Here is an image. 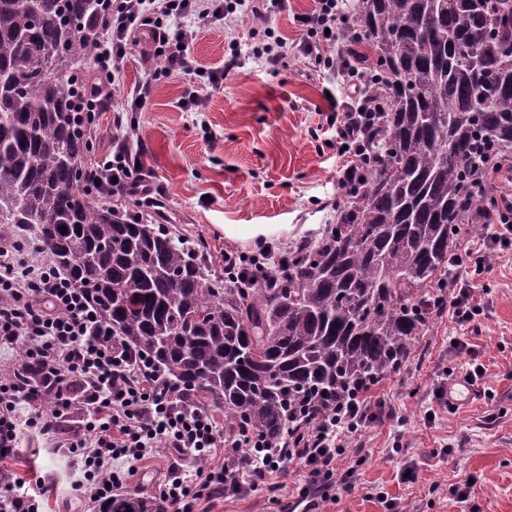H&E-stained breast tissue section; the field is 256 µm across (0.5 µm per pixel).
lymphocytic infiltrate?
<instances>
[{
  "label": "lymphocytic infiltrate",
  "instance_id": "obj_1",
  "mask_svg": "<svg viewBox=\"0 0 512 512\" xmlns=\"http://www.w3.org/2000/svg\"><path fill=\"white\" fill-rule=\"evenodd\" d=\"M314 2L310 12L297 17L301 51L309 69L347 91L341 112L330 122L336 127L341 159L336 181L354 202L366 180L365 144L381 129L388 102L354 51L357 37L349 0ZM281 4L282 0H106L84 98L87 132L98 131L100 117L108 112L115 128L133 133L126 114L144 111L154 84L177 75L192 85L206 76L191 51L196 31L182 25V17L220 21L230 28L241 10L262 18ZM137 30L149 39L151 49L144 58L150 67L131 100H118L111 88L128 61L127 36ZM140 158L126 142H115L107 155L88 160L89 189L107 201L134 197L140 215L150 216L160 205L162 190L146 180ZM486 164V170L474 177V190L490 200L480 222L493 233L481 248L467 253L474 261V278L452 275L440 296L442 308L462 326H478L484 312L476 276L490 271L499 248L512 246V180H492L502 170L512 171V158L495 150ZM28 235L20 228L13 243L0 241V347L23 348L34 371L24 379L15 378L9 368L0 373V461L15 454L23 432L51 436L57 447L75 457L81 473L78 486L89 490L90 506L101 508L162 446L184 457L208 460L209 465L196 469L191 479L172 473L155 498L159 512H197L218 491L248 495L268 476L286 473L294 464L304 472L299 496L305 512H317L334 481H341L345 491L354 490L349 476L337 473L349 453L345 440L361 436L381 419L383 400L360 394L341 403L336 412L298 427V442L269 445L258 455L242 451L239 441L225 438L223 427L209 412L184 406L145 357L113 336L86 295L52 269L43 244L29 241ZM273 256L272 246L260 241L249 252L228 249L224 271L250 273L252 286L264 288L273 273H288L284 265L271 268ZM75 385L81 392L77 402L66 396ZM219 450L224 460L212 464ZM247 471L252 474L248 482L242 479ZM42 507L40 494L28 493L21 479L0 471V512H41Z\"/></svg>",
  "mask_w": 512,
  "mask_h": 512
}]
</instances>
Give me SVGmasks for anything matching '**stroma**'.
<instances>
[{"instance_id": "stroma-1", "label": "stroma", "mask_w": 512, "mask_h": 512, "mask_svg": "<svg viewBox=\"0 0 512 512\" xmlns=\"http://www.w3.org/2000/svg\"><path fill=\"white\" fill-rule=\"evenodd\" d=\"M313 6L314 0H284L262 23L287 42L288 66L276 73L250 52L261 25L252 16L240 17L231 31L219 23L199 26L192 45L198 62L223 66L235 42L242 49L237 68L218 84L204 79L192 88L204 111L183 108L191 88L171 77L154 86L147 111L133 115L146 147L143 168L163 191L170 229L205 240L216 275L224 273L225 248L251 250L254 235L265 234L285 249L335 223V205L347 202L336 182V151L326 145L335 136L327 97L345 95L305 67L299 47L295 18ZM483 283L480 333L437 313L411 345L409 373H392L376 387L395 418L349 440L366 458L359 467L349 458L339 464L354 469L356 489L338 492L322 512H512V249L500 253ZM456 336L466 337L486 373L475 394L452 409L437 390L447 373L466 372ZM4 467L28 487L50 485L45 512H60L79 496V474L65 449L45 437L26 435ZM176 468L189 475L196 464L160 448L130 479L128 494L150 498ZM407 468L409 480L402 477ZM302 478L294 469L275 478L273 490L217 496L210 512H292ZM468 479L473 486L462 503L449 488Z\"/></svg>"}]
</instances>
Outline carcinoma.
I'll list each match as a JSON object with an SVG mask.
<instances>
[{"label": "carcinoma", "instance_id": "obj_1", "mask_svg": "<svg viewBox=\"0 0 512 512\" xmlns=\"http://www.w3.org/2000/svg\"><path fill=\"white\" fill-rule=\"evenodd\" d=\"M101 0H0V224H24L125 345L189 407L279 441L396 371L436 314L489 144L512 149V0H360L362 57L385 78L384 134L355 205L288 249V278L209 274L198 242L95 207L77 107ZM67 227L61 233L59 227ZM154 512L116 496L106 512Z\"/></svg>", "mask_w": 512, "mask_h": 512}]
</instances>
